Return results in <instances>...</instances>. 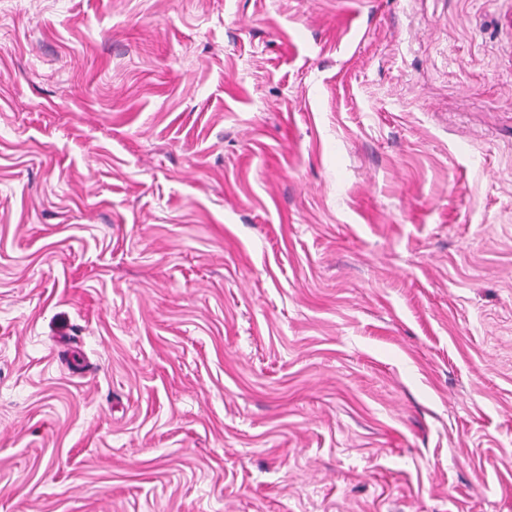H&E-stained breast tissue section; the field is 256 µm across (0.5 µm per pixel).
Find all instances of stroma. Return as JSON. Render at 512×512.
<instances>
[{"label": "stroma", "instance_id": "obj_1", "mask_svg": "<svg viewBox=\"0 0 512 512\" xmlns=\"http://www.w3.org/2000/svg\"><path fill=\"white\" fill-rule=\"evenodd\" d=\"M0 512H512V0H0Z\"/></svg>", "mask_w": 512, "mask_h": 512}]
</instances>
